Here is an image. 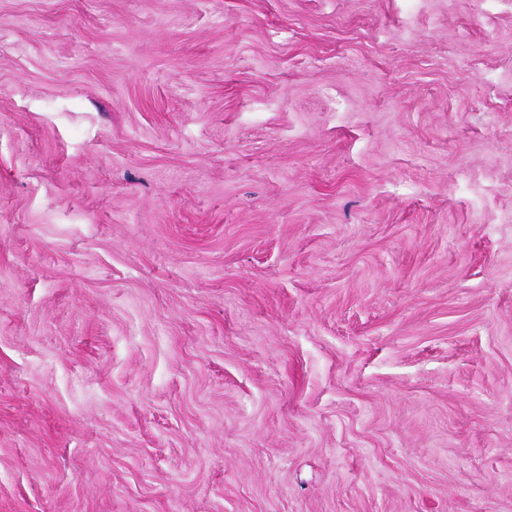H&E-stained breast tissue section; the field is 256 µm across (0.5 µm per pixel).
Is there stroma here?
I'll return each mask as SVG.
<instances>
[{
  "label": "stroma",
  "mask_w": 512,
  "mask_h": 512,
  "mask_svg": "<svg viewBox=\"0 0 512 512\" xmlns=\"http://www.w3.org/2000/svg\"><path fill=\"white\" fill-rule=\"evenodd\" d=\"M512 0H0V512H512Z\"/></svg>",
  "instance_id": "35a3bbf8"
}]
</instances>
